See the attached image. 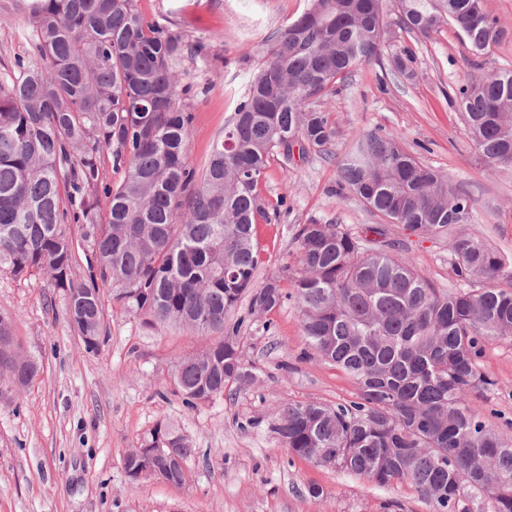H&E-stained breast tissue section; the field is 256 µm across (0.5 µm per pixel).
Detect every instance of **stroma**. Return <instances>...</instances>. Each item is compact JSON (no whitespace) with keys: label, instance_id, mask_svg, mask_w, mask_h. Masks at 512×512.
<instances>
[{"label":"stroma","instance_id":"stroma-1","mask_svg":"<svg viewBox=\"0 0 512 512\" xmlns=\"http://www.w3.org/2000/svg\"><path fill=\"white\" fill-rule=\"evenodd\" d=\"M138 7L188 43L206 47V57L189 53L176 67L180 83L196 92L189 102L195 119L187 161L203 170L266 39L300 15L306 0H138ZM389 39L409 41L417 57L413 77H395L385 56L360 65L348 86L323 104L336 126L332 157L271 161L259 191L278 216L257 226L260 278L294 267L297 225L315 219L360 233L373 223L364 204L340 190L336 167L337 156L363 130L398 135L422 162L452 175L454 187L476 201L478 223L464 225V232L478 230L512 257V174L480 166L459 110L447 98L475 72L512 69V39L495 46L479 69L450 26L412 40L395 29ZM31 50L25 18L12 15L0 25V78ZM386 239L436 288L462 289L450 265L451 237L390 224ZM100 291L106 341L89 353L69 325L63 290L46 275L18 277L0 267V312L13 317L22 353L41 366L23 391L0 380V512H430L414 487H380L293 457L271 432L285 402L344 404L358 392L330 364L301 360L295 299L245 321L240 347L256 380L191 409L175 391L174 359L199 350L203 338L186 328L145 326L143 316L113 301L111 285ZM479 364L491 384L475 389L467 402L512 442V342L486 340ZM159 423L198 450L183 486L134 481L124 471L127 452L141 447ZM313 486L320 496L310 495Z\"/></svg>","mask_w":512,"mask_h":512}]
</instances>
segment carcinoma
Instances as JSON below:
<instances>
[{
    "instance_id": "carcinoma-1",
    "label": "carcinoma",
    "mask_w": 512,
    "mask_h": 512,
    "mask_svg": "<svg viewBox=\"0 0 512 512\" xmlns=\"http://www.w3.org/2000/svg\"><path fill=\"white\" fill-rule=\"evenodd\" d=\"M27 20L33 55L0 80V265L42 273L66 295L71 328L87 352L103 342L97 281L117 285L113 299L145 324L187 327L215 336L175 361V392L189 408L256 377L240 350L249 313H269L288 297L283 277L257 285L259 221L271 216L258 186L270 161L288 164L310 152L330 155L336 129L315 103L334 95L354 68L385 43L382 0H308L270 42L261 64L217 140L202 174L186 162L193 114L181 98L176 63L183 36L148 21L137 0H12ZM475 58L512 31L485 0H398L395 26L427 38L445 24ZM415 53L390 56L408 78ZM481 164L512 172V70L472 76L453 88ZM112 149L117 185L102 180L100 150ZM340 184L381 220L365 232L385 236L403 224L428 236L476 223V202L452 177L424 164L393 133L358 132L337 163ZM108 199L100 214L99 194ZM77 229H72V226ZM90 244L98 276L72 279L75 233ZM296 268L287 275L307 345L350 376L356 399L335 406L286 402L270 428L296 457L338 467L380 487L414 486L432 512H470L464 489L485 494L493 512H512V446L483 421L466 396L490 386L478 358L489 338L512 341V260L478 232L452 240L451 267L467 290H440L411 260L340 224H301ZM39 373L23 356L14 320L0 312V378L16 390ZM163 439L187 463L196 449L159 423ZM132 480L185 483L187 468L162 457Z\"/></svg>"
}]
</instances>
